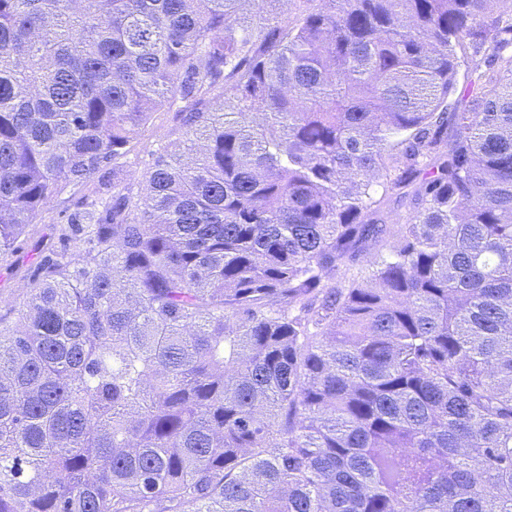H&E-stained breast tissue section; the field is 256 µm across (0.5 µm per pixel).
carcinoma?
Here are the masks:
<instances>
[{
  "label": "carcinoma",
  "instance_id": "1",
  "mask_svg": "<svg viewBox=\"0 0 512 512\" xmlns=\"http://www.w3.org/2000/svg\"><path fill=\"white\" fill-rule=\"evenodd\" d=\"M265 2L0 0V252L182 131L0 317V512H512V0ZM178 127L179 124L174 120L173 112H156L143 132L137 150L129 156L124 171L120 175L122 181L133 183L135 187H138L144 174L153 164L150 152L160 144L175 142L179 137Z\"/></svg>",
  "mask_w": 512,
  "mask_h": 512
}]
</instances>
